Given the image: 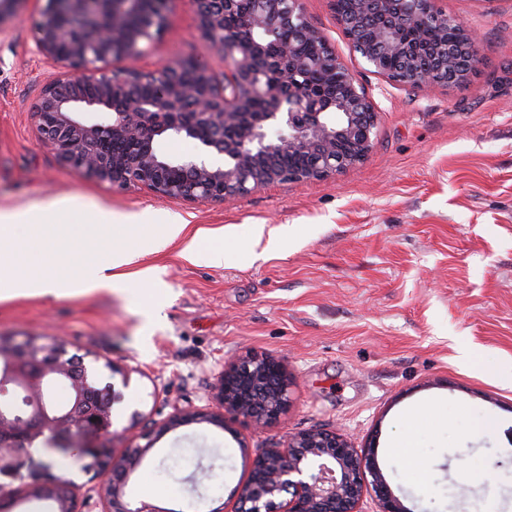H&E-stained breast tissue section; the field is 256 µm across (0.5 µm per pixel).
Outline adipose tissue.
I'll use <instances>...</instances> for the list:
<instances>
[{
  "mask_svg": "<svg viewBox=\"0 0 512 512\" xmlns=\"http://www.w3.org/2000/svg\"><path fill=\"white\" fill-rule=\"evenodd\" d=\"M185 230L177 217L153 221L145 213L87 211L75 223L58 201L2 211L0 274L7 285L0 300L109 293L134 279L160 286L158 268L139 270L135 263L178 239L193 256L198 239L185 237Z\"/></svg>",
  "mask_w": 512,
  "mask_h": 512,
  "instance_id": "1",
  "label": "adipose tissue"
}]
</instances>
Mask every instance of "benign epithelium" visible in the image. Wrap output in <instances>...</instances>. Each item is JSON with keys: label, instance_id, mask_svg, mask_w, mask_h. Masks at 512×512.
Segmentation results:
<instances>
[{"label": "benign epithelium", "instance_id": "1", "mask_svg": "<svg viewBox=\"0 0 512 512\" xmlns=\"http://www.w3.org/2000/svg\"><path fill=\"white\" fill-rule=\"evenodd\" d=\"M171 0H45L33 24V38L43 58L62 66L46 81L30 112L36 131L58 165L111 188H144L163 198L222 202L263 186L285 181L325 179L362 162L372 148L377 112L364 89L320 32L306 19L301 0H249L238 27L224 18L239 0H196L198 28L224 58L218 79L200 64L197 76L181 78L177 67L144 70L136 65L141 43L158 35L168 20ZM296 39L271 51L263 38L283 26ZM401 20L380 29L377 53L366 58L374 72L391 84L462 86L480 64L479 36L461 26L463 38L448 48L441 67L451 79L432 70L394 77L378 67L381 56L395 54L407 62L418 48L397 38ZM309 39L323 42L305 55ZM127 65L116 67L117 61ZM312 70L337 75L341 95L327 102L312 93ZM260 97L266 111L254 114L246 103ZM277 136L269 137L270 128ZM192 139L224 155L214 165L202 156L174 158L162 144ZM349 141L354 152L337 155ZM296 154L305 164L285 170L273 155ZM271 357L247 354L224 369L209 395L215 410L170 416L163 429L189 423L224 428V412L273 422L288 408L290 382L277 366L276 379L265 376ZM56 385L69 391L58 404L50 396ZM0 477H13L19 457L40 439L62 454L86 453L92 439L114 437L112 405L120 395L101 384L83 357L68 355L56 342L29 341L22 347L0 342ZM148 443L120 456H107L93 488L104 512H160L146 505L131 510L124 500L130 475L141 465ZM378 512H405L368 454L334 431L312 430L288 437L282 446L263 449L253 462L252 478L237 498L234 512H359L368 489ZM53 492L56 512H82L88 496L71 479L13 487L0 482V512H16L30 498Z\"/></svg>", "mask_w": 512, "mask_h": 512}]
</instances>
